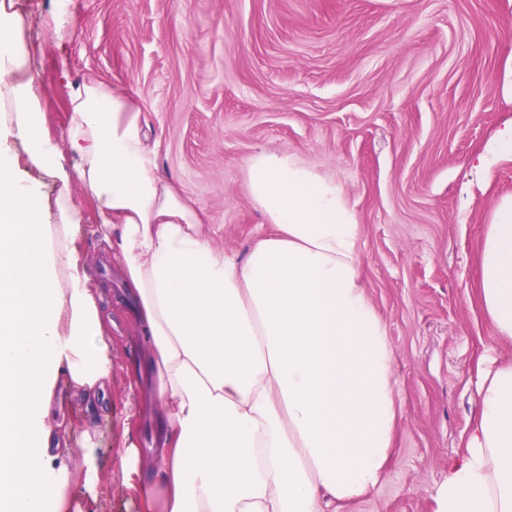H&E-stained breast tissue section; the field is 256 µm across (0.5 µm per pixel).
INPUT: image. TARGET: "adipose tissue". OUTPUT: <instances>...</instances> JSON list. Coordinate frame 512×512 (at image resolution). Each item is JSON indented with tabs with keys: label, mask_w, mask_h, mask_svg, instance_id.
Masks as SVG:
<instances>
[{
	"label": "adipose tissue",
	"mask_w": 512,
	"mask_h": 512,
	"mask_svg": "<svg viewBox=\"0 0 512 512\" xmlns=\"http://www.w3.org/2000/svg\"><path fill=\"white\" fill-rule=\"evenodd\" d=\"M16 0H0V512H72L57 383L107 399L112 338L81 257L79 181L143 334L121 457L137 512H325L374 491L396 426L391 340L360 284L361 227L335 181L285 152L248 160L267 227L245 253L214 243L198 204L158 175L126 92L70 95L65 144L43 130ZM58 187L54 199L42 178ZM478 294L512 341V196L485 227ZM465 453L436 512H512V362L489 360Z\"/></svg>",
	"instance_id": "adipose-tissue-1"
}]
</instances>
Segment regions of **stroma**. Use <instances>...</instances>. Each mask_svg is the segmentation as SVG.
Returning a JSON list of instances; mask_svg holds the SVG:
<instances>
[{"label":"stroma","mask_w":512,"mask_h":512,"mask_svg":"<svg viewBox=\"0 0 512 512\" xmlns=\"http://www.w3.org/2000/svg\"><path fill=\"white\" fill-rule=\"evenodd\" d=\"M38 54L46 129L65 142L73 89L123 88L159 143V173L247 249L264 224L246 166L285 151L332 179L362 227L361 281L391 339L394 451L383 481L337 512H436L439 485L473 424L479 370L512 361L478 303L483 234L512 196V160L476 166L512 123V0H19ZM82 249L112 336L111 396L92 415L65 397L71 464L95 432L96 471L70 494L79 512H136L120 455L135 404L137 331L122 272L94 231L79 182Z\"/></svg>","instance_id":"stroma-1"}]
</instances>
